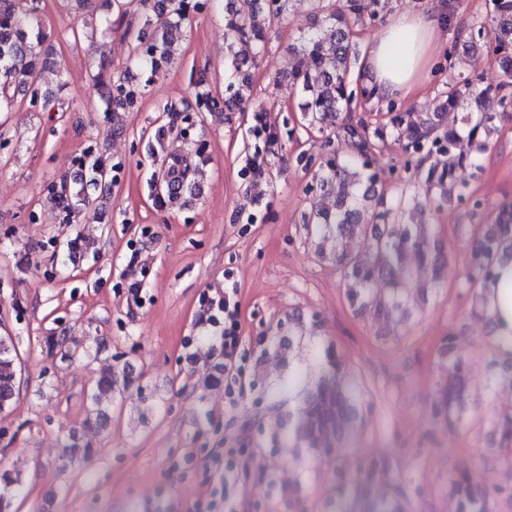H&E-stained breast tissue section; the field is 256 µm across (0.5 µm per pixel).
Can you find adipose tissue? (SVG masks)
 I'll use <instances>...</instances> for the list:
<instances>
[{
  "label": "adipose tissue",
  "instance_id": "ef3b65f1",
  "mask_svg": "<svg viewBox=\"0 0 512 512\" xmlns=\"http://www.w3.org/2000/svg\"><path fill=\"white\" fill-rule=\"evenodd\" d=\"M445 14L398 15L376 37L364 60L361 80L374 102L387 104L416 88L427 70L432 49L446 31ZM486 308L501 343V358L512 359V260H502L495 279L483 289Z\"/></svg>",
  "mask_w": 512,
  "mask_h": 512
}]
</instances>
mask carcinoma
Segmentation results:
<instances>
[{
	"label": "carcinoma",
	"mask_w": 512,
	"mask_h": 512,
	"mask_svg": "<svg viewBox=\"0 0 512 512\" xmlns=\"http://www.w3.org/2000/svg\"><path fill=\"white\" fill-rule=\"evenodd\" d=\"M311 4L317 22L302 36L301 44L292 47L296 58L293 79L299 86L304 102L301 105V126L313 128L334 112L350 111L353 90L349 72L358 50L350 41L353 24L375 23L384 20V0H227L224 21L229 36L228 54L232 57L233 74L227 82L223 97L209 91L196 93L195 104L180 107L165 104L162 112L166 122L155 133V142L147 146L155 155L170 137L186 139L204 112L220 107L241 109L252 98V84L245 66L256 65L264 42L262 23L278 21L295 3ZM200 7L196 0H153L154 20L143 27L128 26L124 38L133 46L135 60L155 74L162 61L171 57L174 28L191 21ZM38 0H0V107L21 97L43 112L54 110L52 99L41 92L36 69L47 60L37 61L29 32L38 14ZM493 49L501 69L499 90L512 87V0H488L487 22L470 29L467 49L481 55ZM105 66L93 76V86L104 105V113L117 114L133 108L142 96V87L125 77L109 78ZM473 101L475 108L462 119L461 125H444L445 112H422L412 119L397 110V103L387 104L389 123L369 129L362 121H348L342 126L343 137L352 146L347 156L331 149L326 138L319 156L305 153L297 162L315 169L308 191L336 195V211L316 212L303 219L306 239L321 235L336 238L333 261L347 280V300L355 310L368 306L388 319L403 308L399 288L411 277L404 257L415 254L420 262L430 265L434 278L425 285L424 293H435L441 287L442 270L447 259L436 249L435 233L425 224L405 221V215L419 201V191L433 198L456 197L472 212L486 210L485 203L470 191V180L482 170L483 157L488 151L497 122L508 115L512 99L492 93L470 81L463 85L448 84L444 107L452 108L458 99ZM467 138L470 151L457 152L462 138ZM401 149L418 156V179L413 190H403L394 200L376 190L380 176L374 168V150L387 139ZM436 154L448 155V163L434 159ZM78 168L57 176L46 187L43 212L51 222L71 224L90 211L94 195L112 190L119 180L120 164L106 165L89 150L77 159ZM264 158L255 153L246 169L249 180L256 183L264 176ZM150 196L165 206L183 207L187 196L195 190L189 170L172 159L163 172H154L148 181ZM370 209L366 222L360 214ZM467 250L462 287L470 297V314L490 320L479 304L486 282L493 279L496 265L505 256L512 258V204L495 208L490 219L466 231ZM131 383L114 368L101 372L93 381L91 399L112 394ZM469 383L468 363L448 356V381L437 386L433 410L436 418L450 429H459L467 422L465 396ZM17 390V352L10 339H0V411L9 408ZM370 405L356 386L341 358L327 357L323 375L315 390L298 409L289 435L319 457H329L337 445L353 438L354 423L364 420ZM493 429L492 451L502 457L512 456V414L489 418ZM383 458L357 467L352 478L354 496L369 500L364 512H402L399 503L401 487L381 500L369 499V484L373 472L386 468ZM452 493L458 499L461 512H494L493 502L501 494L512 496V488L486 490L473 486L465 471L458 470L448 477Z\"/></svg>",
	"instance_id": "cac0c4a2"
}]
</instances>
